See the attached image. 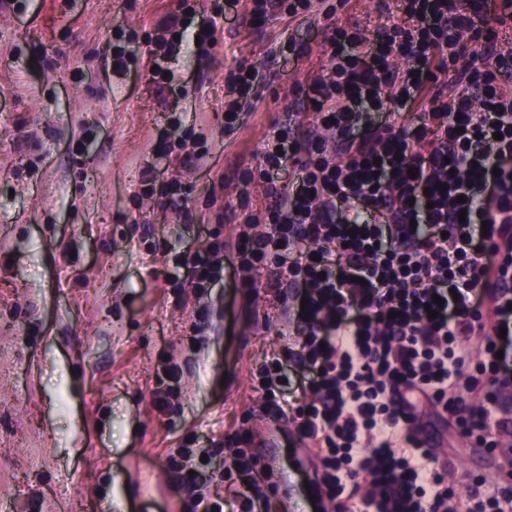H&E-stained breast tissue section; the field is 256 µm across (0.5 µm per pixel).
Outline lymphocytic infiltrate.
<instances>
[{
    "mask_svg": "<svg viewBox=\"0 0 512 512\" xmlns=\"http://www.w3.org/2000/svg\"><path fill=\"white\" fill-rule=\"evenodd\" d=\"M400 3L402 23L372 41L335 24L326 66L294 87L302 112L266 135L264 176L294 165L295 187H269L234 244L182 264L200 297L225 267L247 285L266 269L298 347L263 364L252 388L316 449L312 485L332 512H512V489L491 478L457 494L447 460L421 440L436 421L493 449L512 436L497 391L512 383V51L497 33L512 0ZM241 5L255 20L315 9L218 0L198 49L215 48L218 17ZM467 35L489 68L459 66ZM260 77L229 71L225 131ZM478 335L481 360L467 347ZM293 382L307 400H288ZM225 443L220 480L235 487L236 512H267L258 459L241 435Z\"/></svg>",
    "mask_w": 512,
    "mask_h": 512,
    "instance_id": "1",
    "label": "lymphocytic infiltrate"
}]
</instances>
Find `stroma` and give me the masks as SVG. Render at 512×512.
<instances>
[{"label":"stroma","instance_id":"1","mask_svg":"<svg viewBox=\"0 0 512 512\" xmlns=\"http://www.w3.org/2000/svg\"><path fill=\"white\" fill-rule=\"evenodd\" d=\"M178 0H0V512H186L193 490L166 470L188 435L246 429L258 458L275 454L272 512H310L315 452L250 385L289 343L265 273L243 287L225 273L197 298L173 251L234 240L265 198L259 149L271 126L298 112L293 88L321 70L328 22L247 14L219 19L213 57L181 51L154 78L148 42L167 36ZM345 16L367 38L401 22L396 0H349ZM132 62L112 63L121 33ZM303 58L282 56L288 36ZM263 69L254 107L224 131V74ZM204 140L203 157L178 149ZM153 196L140 197L146 179ZM181 186L177 199L166 184ZM207 322L199 340L191 325ZM178 368L166 411L154 393ZM452 485L512 466L452 433Z\"/></svg>","mask_w":512,"mask_h":512}]
</instances>
